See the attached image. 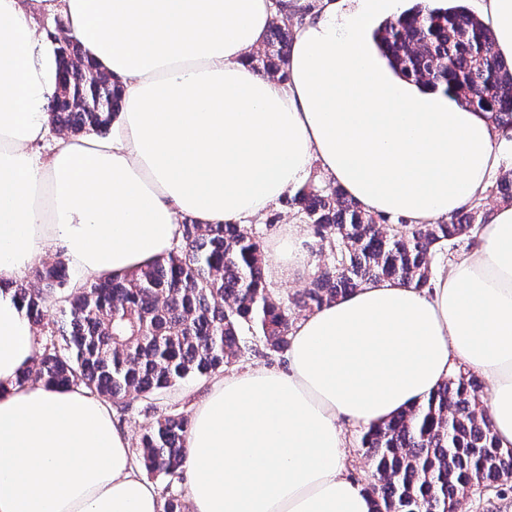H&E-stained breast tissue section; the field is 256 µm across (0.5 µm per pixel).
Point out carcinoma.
I'll return each instance as SVG.
<instances>
[{
    "label": "carcinoma",
    "instance_id": "cac0c4a2",
    "mask_svg": "<svg viewBox=\"0 0 512 512\" xmlns=\"http://www.w3.org/2000/svg\"><path fill=\"white\" fill-rule=\"evenodd\" d=\"M295 14L272 23L252 60L263 73L286 76ZM378 45L403 77L442 87L501 131L512 130V62L495 36L461 5H416L382 24ZM59 88L50 122L73 135L100 133L120 112L122 89L85 59L74 40L59 48ZM486 195L512 202V176ZM332 263L317 267L310 287L292 301L272 295L258 239L237 224L182 222L177 247L159 261L121 278L70 284L65 263H44L23 281L0 283L38 322L42 307L65 316L61 340L41 345L32 370L17 380L87 389L123 411L134 394L157 410L138 442L137 459L167 480L163 512H183V463L189 426L153 404L160 393L189 378L221 372L241 351V330H256L268 349H288L291 309L313 312L363 284L399 280L428 288L434 254L468 237L485 221L482 200L446 222L408 224L366 211L336 187L308 183L287 195ZM480 380L458 366L422 403L361 438L373 468L364 487L374 512H454L464 497L509 481L502 459L512 448L491 436Z\"/></svg>",
    "mask_w": 512,
    "mask_h": 512
}]
</instances>
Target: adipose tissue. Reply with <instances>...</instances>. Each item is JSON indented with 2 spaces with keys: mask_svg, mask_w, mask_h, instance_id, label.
I'll use <instances>...</instances> for the list:
<instances>
[{
  "mask_svg": "<svg viewBox=\"0 0 512 512\" xmlns=\"http://www.w3.org/2000/svg\"><path fill=\"white\" fill-rule=\"evenodd\" d=\"M408 0H327L294 32L288 78L250 55L288 0H0V279L58 243L82 281L162 258L199 224L249 223L313 166L366 211L432 224L484 192L511 146L452 94L405 80L374 34ZM512 58V0H477ZM59 13L123 86L115 137L49 129ZM430 289L380 279L301 319L284 370L214 380L187 436V512H373L344 467L340 422L370 425L426 399L459 361L491 381V431L512 447V204ZM273 266H309L298 225ZM40 338L0 293V512H162L129 434L83 389L18 385Z\"/></svg>",
  "mask_w": 512,
  "mask_h": 512,
  "instance_id": "1",
  "label": "adipose tissue"
}]
</instances>
